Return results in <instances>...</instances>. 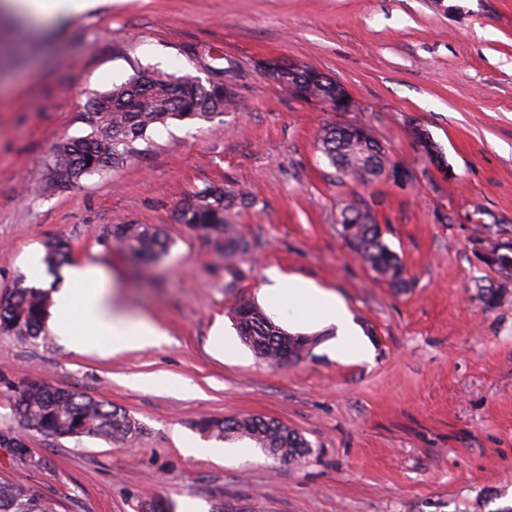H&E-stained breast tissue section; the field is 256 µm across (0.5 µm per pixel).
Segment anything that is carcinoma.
Here are the masks:
<instances>
[{
    "instance_id": "obj_1",
    "label": "carcinoma",
    "mask_w": 512,
    "mask_h": 512,
    "mask_svg": "<svg viewBox=\"0 0 512 512\" xmlns=\"http://www.w3.org/2000/svg\"><path fill=\"white\" fill-rule=\"evenodd\" d=\"M294 87L315 96L336 98L334 81L316 80L308 71L294 81ZM236 102V94L220 83L194 76L180 78L143 72L113 85L92 101L91 133L56 144L54 156H67L69 166L64 170H49L48 181L54 186L99 173L123 161L133 150V144L143 139L151 128L170 120L209 121L233 109ZM318 149L341 183L346 178L368 183L395 167L363 128L328 124L319 134ZM252 203L253 198L247 195L209 186L185 201L179 218L195 233L223 241L224 255H244L249 252V242L228 224L226 213ZM340 233L352 255L368 265L389 287L408 286L405 266L384 241L365 198L355 196L344 207ZM109 236L138 260L156 259L168 247L162 230L152 225L119 224L109 231ZM70 252L71 245L63 238L48 242L45 261L49 269L63 265ZM491 253L489 268L499 279H511L512 251L494 245ZM477 298L492 308L502 298L501 289L482 286L478 288ZM48 307V292L20 281L5 304H0V331L38 338L45 332ZM233 320L243 344L269 364H275L281 337L287 332L248 302L234 309ZM12 410L28 432L41 436L123 442L140 432V424L124 409L70 389L51 387L40 380H31L16 391ZM194 427L219 441L248 438L257 447L273 448L294 463L309 453L308 444L297 432L272 418L253 415L208 418L197 421ZM0 512H56V504L31 494L20 483H1Z\"/></svg>"
}]
</instances>
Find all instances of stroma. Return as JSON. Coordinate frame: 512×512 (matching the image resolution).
<instances>
[{
  "label": "stroma",
  "mask_w": 512,
  "mask_h": 512,
  "mask_svg": "<svg viewBox=\"0 0 512 512\" xmlns=\"http://www.w3.org/2000/svg\"><path fill=\"white\" fill-rule=\"evenodd\" d=\"M272 60L320 69L357 111L301 100L267 77ZM142 72L224 80L237 107L156 127L101 173L51 189L35 179L56 142L90 133L91 100ZM329 123L367 128L413 181L334 182L316 144ZM211 185L255 196L229 216L247 254L225 256L179 222L185 198ZM355 195L402 259L405 291L350 256L339 230ZM118 224L161 226L165 255L135 263L106 240ZM56 237L70 241V263L115 274L124 308L168 340L103 357L0 333V435L19 434L14 389L30 380L111 402L142 426L125 443L34 435L22 456L1 443L0 483L57 512L160 501L182 512L188 498L205 512H512V283L484 307L477 289L496 275L472 253L512 241V0H106L55 20L1 13L0 299L25 276L23 251ZM273 268L336 293L368 358L340 357L332 326L286 323L314 344L281 367L244 345L234 309L261 305ZM218 325L233 356L211 344ZM150 374L162 386H137ZM248 414L296 431L308 455L278 463L247 439L242 456L184 453L196 421Z\"/></svg>",
  "instance_id": "obj_1"
}]
</instances>
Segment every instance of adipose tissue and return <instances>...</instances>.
I'll return each instance as SVG.
<instances>
[{
  "mask_svg": "<svg viewBox=\"0 0 512 512\" xmlns=\"http://www.w3.org/2000/svg\"><path fill=\"white\" fill-rule=\"evenodd\" d=\"M10 8L28 17L75 15L94 10L100 0H7ZM263 300L289 318L337 328L336 349L349 359H364L366 351L357 328L335 293L316 288L294 277L269 272ZM48 326L78 353L108 356L165 342V331L149 316H129L115 301L110 278L97 264L78 263L66 272L63 286L53 295Z\"/></svg>",
  "mask_w": 512,
  "mask_h": 512,
  "instance_id": "obj_1",
  "label": "adipose tissue"
}]
</instances>
